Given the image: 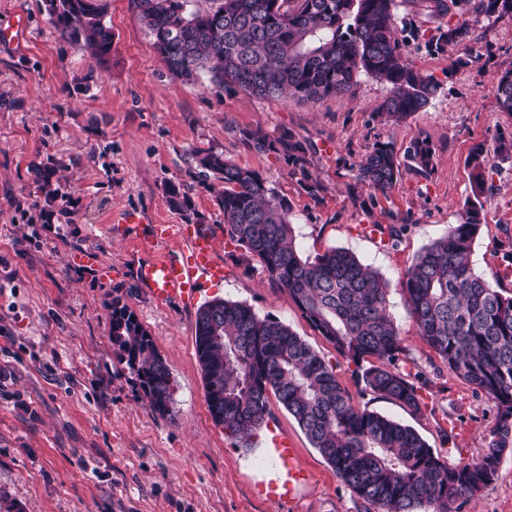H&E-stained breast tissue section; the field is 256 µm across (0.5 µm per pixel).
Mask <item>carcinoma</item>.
I'll return each mask as SVG.
<instances>
[{
	"label": "carcinoma",
	"mask_w": 512,
	"mask_h": 512,
	"mask_svg": "<svg viewBox=\"0 0 512 512\" xmlns=\"http://www.w3.org/2000/svg\"><path fill=\"white\" fill-rule=\"evenodd\" d=\"M137 17L169 73L191 80L210 75L269 100L319 103L353 94L363 72L389 93L379 111L397 122L428 106L441 85L416 69L403 52L424 41L442 53L450 44L473 40L461 19L475 13L496 20L512 16V0H420L436 23L425 35L398 12L400 0H212L206 11L191 0H142ZM103 0H58L50 19L59 35L81 41L100 65L112 56V30L104 24ZM496 100L512 112V68L498 80ZM238 141L257 154L273 155L300 173L304 191L324 190L308 170V147L289 132L237 128ZM195 176L222 184L216 203L230 241L257 260L268 281L286 291L311 327L355 365L361 391L391 400L411 413L421 410L419 387L396 367L402 353L389 288L380 273L352 251L331 247L312 258L302 255L290 222L288 198L262 175L211 148H196ZM512 162V132L500 133L490 150L476 147L472 196L458 224L424 247L403 276L405 303L418 334L457 377L492 401L497 422L486 453L471 465L452 466L411 426L357 407L334 368L288 324L261 316L250 306L221 298L196 315V355L208 408L224 432L251 446L271 416L270 397L291 415L311 445L341 479L376 512H460L490 486L501 454L512 449V296L477 274L472 244L487 218V171ZM433 154L425 138L403 155L378 142L354 164L355 180L369 203L387 195L406 171L427 174ZM36 183L51 202L55 171L35 167ZM184 183L166 187L171 210L188 220L194 213ZM381 241L396 244L405 224H379ZM110 337L118 362L134 375L152 409L165 414L173 385L152 336L130 307L112 299Z\"/></svg>",
	"instance_id": "carcinoma-1"
}]
</instances>
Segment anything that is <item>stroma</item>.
I'll return each mask as SVG.
<instances>
[{
  "label": "stroma",
  "instance_id": "stroma-1",
  "mask_svg": "<svg viewBox=\"0 0 512 512\" xmlns=\"http://www.w3.org/2000/svg\"><path fill=\"white\" fill-rule=\"evenodd\" d=\"M112 58L99 66L82 43L63 39L46 0H0V20L23 18L18 39L0 43V512H365L297 422L278 402L252 447L225 435L211 417L195 351L199 305L215 298L271 314L302 336L362 408L414 427L451 465L477 462L496 422L491 401L442 363L421 340L402 291L405 270L423 247L447 235L471 194L467 160L479 145L512 132L496 100L512 67V18L469 17L473 40L432 54L409 46L416 69L438 80L432 103L397 124L380 112L385 85L359 75L353 95L311 106L272 101L216 85L207 75L172 76L129 0H105ZM468 66L452 68L457 58ZM236 127L292 132L309 144L319 199L290 167L246 150ZM434 150L429 175L406 172L388 197L363 205L352 165L374 143L404 151L417 137ZM211 148L258 171L288 198L303 255L336 246L353 251L389 285L404 348L399 369L420 388L421 414L354 391L353 366L304 319L258 262H243L224 234L212 186L194 180L193 149ZM57 172L46 203L33 169ZM187 183L194 224L210 229L224 278L201 276L195 303L156 304L133 276L139 235L182 218L166 203L169 183ZM487 223L472 246L477 273L512 295V165L487 176ZM140 221L124 223L126 213ZM405 219L396 246H382L367 224ZM122 298L151 333L173 382L170 412L155 413L110 339V306ZM290 441L308 473L292 500L262 489L275 477L272 437ZM462 512H512V451L497 478Z\"/></svg>",
  "mask_w": 512,
  "mask_h": 512
}]
</instances>
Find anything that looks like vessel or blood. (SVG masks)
<instances>
[{"label":"vessel or blood","mask_w":512,"mask_h":512,"mask_svg":"<svg viewBox=\"0 0 512 512\" xmlns=\"http://www.w3.org/2000/svg\"><path fill=\"white\" fill-rule=\"evenodd\" d=\"M178 237L186 242L183 251L170 258H155L159 244ZM138 248L145 259L135 266L134 277L156 303H192L198 294L200 275H208L216 281L224 278V265L214 256L208 229L180 224H154L139 239ZM274 452L284 479L270 484L266 496L269 500L277 501L291 495L296 486L305 481L306 474L299 466L290 443L275 440Z\"/></svg>","instance_id":"obj_1"}]
</instances>
